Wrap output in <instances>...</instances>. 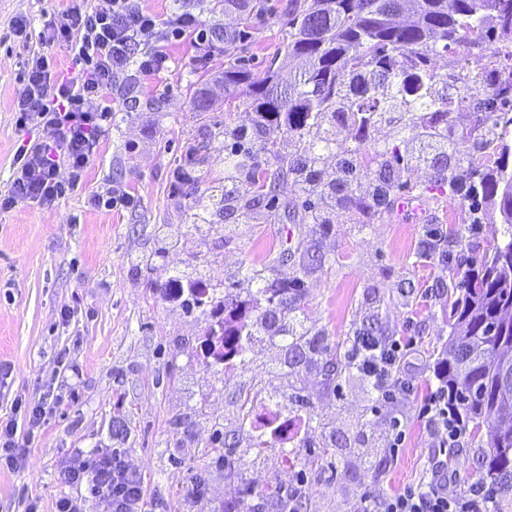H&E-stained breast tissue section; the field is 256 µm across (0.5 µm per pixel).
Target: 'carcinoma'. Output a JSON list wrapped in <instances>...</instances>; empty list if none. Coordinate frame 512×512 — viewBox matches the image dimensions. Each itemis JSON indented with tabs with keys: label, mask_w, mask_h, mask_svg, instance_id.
<instances>
[{
	"label": "carcinoma",
	"mask_w": 512,
	"mask_h": 512,
	"mask_svg": "<svg viewBox=\"0 0 512 512\" xmlns=\"http://www.w3.org/2000/svg\"><path fill=\"white\" fill-rule=\"evenodd\" d=\"M396 2L293 0L284 51L302 60L304 69L287 85L271 68L259 74L238 65L224 69V90L247 98L254 125L224 130V177L216 194L203 197L194 190L195 173L206 164L213 141L206 132L190 142L177 177L195 198L190 220L197 227L251 219L282 194L306 198L299 221L316 229L330 223L338 209L361 213L369 224L390 210L404 187L403 171L418 166L431 168L434 186H447L470 201L471 224L484 223L486 209L497 211L501 238L484 250L478 269L460 281L448 269L450 334L437 363V377L448 386L463 427L475 436L496 415H512V399L500 392L499 372L503 357L512 356V133L498 132L491 121L507 90L492 97L468 84L467 98L485 119L480 136L469 132L467 137L479 150L486 142L494 144L497 160L479 166L471 155L448 151L454 142L448 104L460 76L437 70L434 58L454 45L490 50L512 39V0H413V17L404 24L390 19ZM212 107L208 89L199 88L193 98L196 115L202 119ZM382 124L390 128L392 144L368 147L371 130ZM272 126L284 129L294 144L286 158L267 137ZM339 128L348 130L357 156L338 152ZM262 154L275 160V169L260 159ZM330 158L336 159L338 176L326 181L323 166ZM364 182L367 193L360 190ZM456 233L453 227L429 232L420 256L449 265L448 239ZM290 257L287 247L268 263L242 269L241 278L255 286L247 301L217 296L219 287L196 268L169 277L164 291L188 309L210 307L212 326L221 329L224 358L236 354L245 365L249 345L263 334L285 343L280 368L302 364L331 387L352 361L348 352L330 346L323 331L300 320L301 279L275 273ZM484 445L481 469L494 489L496 509L512 497V429L490 430Z\"/></svg>",
	"instance_id": "1"
}]
</instances>
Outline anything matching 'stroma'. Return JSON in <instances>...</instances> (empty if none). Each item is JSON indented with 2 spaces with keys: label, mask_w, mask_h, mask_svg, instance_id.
<instances>
[{
  "label": "stroma",
  "mask_w": 512,
  "mask_h": 512,
  "mask_svg": "<svg viewBox=\"0 0 512 512\" xmlns=\"http://www.w3.org/2000/svg\"><path fill=\"white\" fill-rule=\"evenodd\" d=\"M290 5L254 0L246 15L213 13L201 0H145L159 19L185 9L202 28L230 38L164 42L168 70L113 90L112 128L90 159L84 186L51 207L21 203L0 211V363L11 370L0 386V425L26 431L24 407L50 395L59 400L22 466L0 467V512H27L33 503L39 512H55L59 498L77 493L62 476L67 460L97 450L116 451L140 471L146 512H224L228 504L233 512H279L271 488L297 486L305 512H351L364 491L426 476L429 439L415 407L437 383L433 367L449 328L444 272L419 252L427 230L449 227V210L467 211L468 202L434 187L431 171L418 167L404 178L421 210L393 209L371 224L339 210L316 233L287 220L279 205L272 215L227 226L223 245L208 251L188 220L190 198L175 188L174 170L194 131L197 88H212V122L248 127L255 114L246 98L216 82L224 68L234 63L260 73L271 65L287 82L298 74L297 60L283 51ZM65 6L66 0H0V195L14 177L18 142L54 137L52 129L17 123L13 102L24 66L41 46L14 36L11 23L25 17L37 28L44 14ZM113 183L139 196V207L89 205L93 193ZM499 234L496 224L475 233L460 225L448 246L450 265L466 273ZM171 237L177 247H166ZM284 246L323 257L322 267L308 270L298 254L279 272L301 278L304 322L324 330L330 344L347 346L371 321L384 336L413 340L399 374L417 390L400 405L408 425L397 459L389 457L388 416L373 413L375 399L357 373L333 388L304 369L287 378L275 370L280 345L257 340L242 373L225 376L223 366L202 355L208 311L186 309L161 288L172 272L202 262L212 283L246 297L240 270ZM250 381L284 397V405L258 400L239 418ZM229 431L238 435L232 449L223 445ZM259 436L269 442L260 451L252 447ZM225 456L240 464L243 480L225 478L218 464Z\"/></svg>",
  "instance_id": "35a3bbf8"
}]
</instances>
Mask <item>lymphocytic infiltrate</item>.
I'll return each instance as SVG.
<instances>
[{
	"instance_id": "lymphocytic-infiltrate-1",
	"label": "lymphocytic infiltrate",
	"mask_w": 512,
	"mask_h": 512,
	"mask_svg": "<svg viewBox=\"0 0 512 512\" xmlns=\"http://www.w3.org/2000/svg\"><path fill=\"white\" fill-rule=\"evenodd\" d=\"M194 35L208 39L193 14L182 13L159 20L145 10L142 0H106L91 8L87 0H70L66 9L46 15L38 33L42 47L24 70V88L14 103L22 124L54 130L51 142L20 145L14 155L15 177L0 210L18 203L52 206L84 182L91 155L112 126V91L121 77L135 71L158 75L169 58L160 41ZM67 49L75 71L59 76L52 51ZM407 344L384 337H354L350 354L368 388L381 405L397 403L414 390L411 380L399 377ZM52 407L28 408L26 436L13 425L0 427V466L17 468L24 449L52 415ZM417 416L423 421L434 450L429 481L376 493L365 491L353 512H488L493 495L490 485H476L469 494L450 493L456 475L448 469V451L462 432L455 411L448 405V389L438 386L422 399ZM67 483L80 487L77 496L60 498L56 512H87L90 503L102 512H143L140 476L116 452L75 455L64 470Z\"/></svg>"
}]
</instances>
